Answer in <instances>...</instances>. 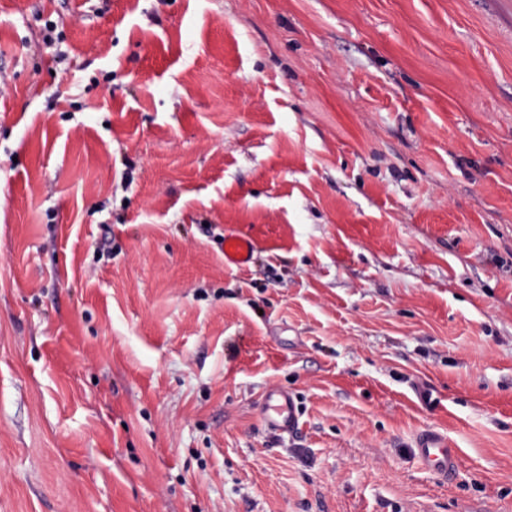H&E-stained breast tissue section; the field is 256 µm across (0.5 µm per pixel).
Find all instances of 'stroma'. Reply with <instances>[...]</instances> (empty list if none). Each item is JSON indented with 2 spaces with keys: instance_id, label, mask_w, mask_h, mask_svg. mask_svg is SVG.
Listing matches in <instances>:
<instances>
[{
  "instance_id": "35a3bbf8",
  "label": "stroma",
  "mask_w": 512,
  "mask_h": 512,
  "mask_svg": "<svg viewBox=\"0 0 512 512\" xmlns=\"http://www.w3.org/2000/svg\"><path fill=\"white\" fill-rule=\"evenodd\" d=\"M0 512H512V14L0 0ZM257 247V240L250 233H226L222 242L224 264L236 267L249 266L254 260V253ZM260 416L271 432L295 434L300 430L297 407L287 389L269 388L261 399ZM415 447L418 460L437 478L448 480L458 470L459 448H452L447 436L425 429L417 434Z\"/></svg>"
}]
</instances>
